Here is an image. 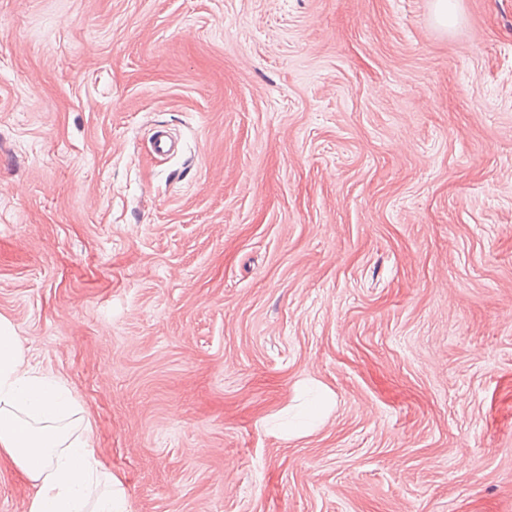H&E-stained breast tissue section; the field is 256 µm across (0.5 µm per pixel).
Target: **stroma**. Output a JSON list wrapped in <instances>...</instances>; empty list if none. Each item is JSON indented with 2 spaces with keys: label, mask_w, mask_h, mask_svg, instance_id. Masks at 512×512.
<instances>
[{
  "label": "stroma",
  "mask_w": 512,
  "mask_h": 512,
  "mask_svg": "<svg viewBox=\"0 0 512 512\" xmlns=\"http://www.w3.org/2000/svg\"><path fill=\"white\" fill-rule=\"evenodd\" d=\"M454 7L0 0V316L127 512H512V0Z\"/></svg>",
  "instance_id": "1"
}]
</instances>
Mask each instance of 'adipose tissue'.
Instances as JSON below:
<instances>
[{
  "mask_svg": "<svg viewBox=\"0 0 512 512\" xmlns=\"http://www.w3.org/2000/svg\"><path fill=\"white\" fill-rule=\"evenodd\" d=\"M0 460L35 489L29 512H125L120 482L105 466L89 421L65 384L25 359L0 319Z\"/></svg>",
  "mask_w": 512,
  "mask_h": 512,
  "instance_id": "obj_1",
  "label": "adipose tissue"
}]
</instances>
